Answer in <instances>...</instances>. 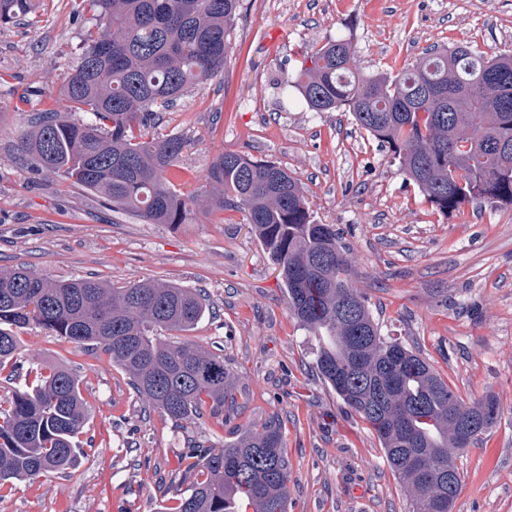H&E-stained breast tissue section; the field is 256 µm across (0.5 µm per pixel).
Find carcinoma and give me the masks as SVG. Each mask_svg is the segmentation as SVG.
I'll list each match as a JSON object with an SVG mask.
<instances>
[{
	"label": "carcinoma",
	"mask_w": 512,
	"mask_h": 512,
	"mask_svg": "<svg viewBox=\"0 0 512 512\" xmlns=\"http://www.w3.org/2000/svg\"><path fill=\"white\" fill-rule=\"evenodd\" d=\"M90 14L78 61L62 79L65 111L36 114L22 147L39 170L101 195L149 224H196L237 211L279 268L288 309L312 338L324 383L377 437L410 500L409 512H452L456 465L486 424L460 442L453 415L465 401L421 355L382 333L348 277L351 257L333 224L315 222L297 178L272 161L217 155L205 185L186 191L173 173L190 146L155 128V116L223 75L240 0H81ZM32 12L0 0V25ZM354 49L328 39L286 83L313 112L343 110L398 162L439 213L467 203L512 206V54L467 44L429 48L415 63L377 74L353 69ZM200 293L156 281L111 287L0 268V375L16 378L13 328L38 325L78 348L99 350L136 392L175 422L233 403L224 356L160 331L187 332L205 315ZM90 404L75 373L40 363L0 397V489L77 459ZM191 486L160 512H288V458L273 417L216 448L191 453Z\"/></svg>",
	"instance_id": "carcinoma-1"
}]
</instances>
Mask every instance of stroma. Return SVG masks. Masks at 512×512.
Wrapping results in <instances>:
<instances>
[{"instance_id":"1","label":"stroma","mask_w":512,"mask_h":512,"mask_svg":"<svg viewBox=\"0 0 512 512\" xmlns=\"http://www.w3.org/2000/svg\"><path fill=\"white\" fill-rule=\"evenodd\" d=\"M80 3L33 0L24 24L0 27V267L200 290L210 310L183 338L223 354L238 411L220 423L207 414L174 422L106 355L21 329V363L74 371L91 412L75 466L15 483L0 512H156L189 486L193 446H221L274 416L285 422L288 512H408L377 438L317 374L279 269L240 213L148 224L36 171L21 150L34 113L61 106L54 82L76 63ZM329 37L352 42L365 74L414 62L432 45L512 53V0H242L223 76L156 122L191 142L180 163L187 189L224 151L301 181L315 220L335 225L350 250L351 282L383 333L419 350L463 397L500 400V421L457 459L453 512H512V206L441 214L350 113L307 110L284 81Z\"/></svg>"}]
</instances>
